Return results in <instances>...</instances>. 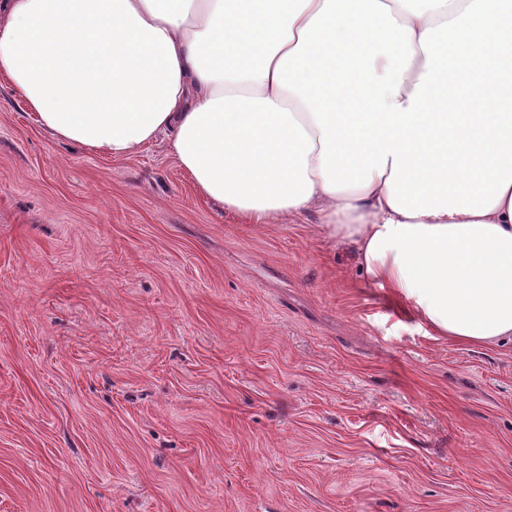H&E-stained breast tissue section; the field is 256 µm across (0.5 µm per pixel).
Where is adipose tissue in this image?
<instances>
[{"label": "adipose tissue", "mask_w": 512, "mask_h": 512, "mask_svg": "<svg viewBox=\"0 0 512 512\" xmlns=\"http://www.w3.org/2000/svg\"><path fill=\"white\" fill-rule=\"evenodd\" d=\"M0 77L245 223L316 215L436 335L512 339V0H0Z\"/></svg>", "instance_id": "adipose-tissue-1"}]
</instances>
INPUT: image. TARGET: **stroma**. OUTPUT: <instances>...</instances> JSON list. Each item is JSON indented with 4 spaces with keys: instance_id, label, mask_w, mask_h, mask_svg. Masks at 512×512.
Here are the masks:
<instances>
[{
    "instance_id": "35a3bbf8",
    "label": "stroma",
    "mask_w": 512,
    "mask_h": 512,
    "mask_svg": "<svg viewBox=\"0 0 512 512\" xmlns=\"http://www.w3.org/2000/svg\"><path fill=\"white\" fill-rule=\"evenodd\" d=\"M0 512H512V344L436 335L315 217L163 142L56 140L0 77Z\"/></svg>"
}]
</instances>
